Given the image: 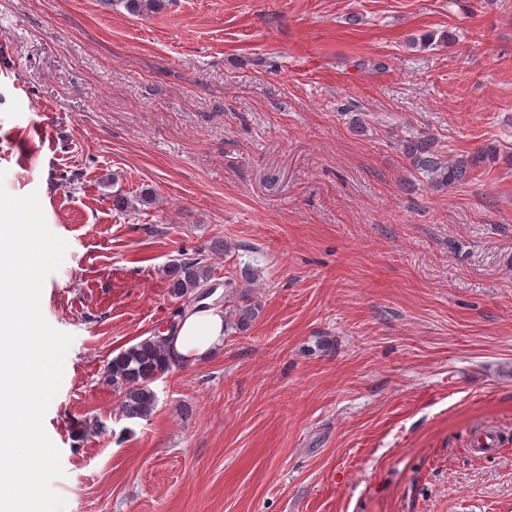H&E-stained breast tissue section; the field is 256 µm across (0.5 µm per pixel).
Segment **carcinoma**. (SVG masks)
<instances>
[{
	"mask_svg": "<svg viewBox=\"0 0 512 512\" xmlns=\"http://www.w3.org/2000/svg\"><path fill=\"white\" fill-rule=\"evenodd\" d=\"M128 11L145 15L158 10L161 0H123ZM401 150L408 162V171L415 180L425 179L435 191H444L473 178L484 163L500 158L512 165V152L499 151L495 147L470 155L451 156L444 153L439 141L419 133L402 140ZM150 205L153 193L140 191L138 197L124 195L113 197V205L119 209L133 208V202ZM167 288L171 296L183 301L179 317H185L198 307L202 291L209 287L210 266L202 257L175 260L166 269ZM260 303L241 298L232 311L234 325L240 332L249 328L257 318ZM178 322H173L168 335L154 333L118 352L105 367V378L120 395V407L128 419L145 418L152 414L157 397L151 387L156 377L167 371L173 360L169 355L168 337L174 335Z\"/></svg>",
	"mask_w": 512,
	"mask_h": 512,
	"instance_id": "carcinoma-1",
	"label": "carcinoma"
}]
</instances>
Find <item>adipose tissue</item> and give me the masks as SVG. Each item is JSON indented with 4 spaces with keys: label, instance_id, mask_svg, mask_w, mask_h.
Segmentation results:
<instances>
[{
    "label": "adipose tissue",
    "instance_id": "ef3b65f1",
    "mask_svg": "<svg viewBox=\"0 0 512 512\" xmlns=\"http://www.w3.org/2000/svg\"><path fill=\"white\" fill-rule=\"evenodd\" d=\"M224 314L203 308L188 315L179 325L170 345L173 361L199 360L218 352L224 345Z\"/></svg>",
    "mask_w": 512,
    "mask_h": 512
}]
</instances>
